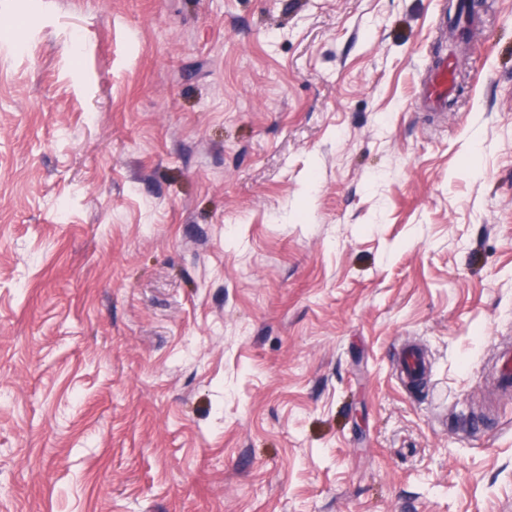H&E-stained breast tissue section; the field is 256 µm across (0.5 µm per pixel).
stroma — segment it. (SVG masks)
<instances>
[{
	"label": "stroma",
	"instance_id": "1",
	"mask_svg": "<svg viewBox=\"0 0 512 512\" xmlns=\"http://www.w3.org/2000/svg\"><path fill=\"white\" fill-rule=\"evenodd\" d=\"M446 2L0 0V512H512V0L442 116ZM453 83L450 60H441L423 88V99L428 107L446 109Z\"/></svg>",
	"mask_w": 512,
	"mask_h": 512
}]
</instances>
